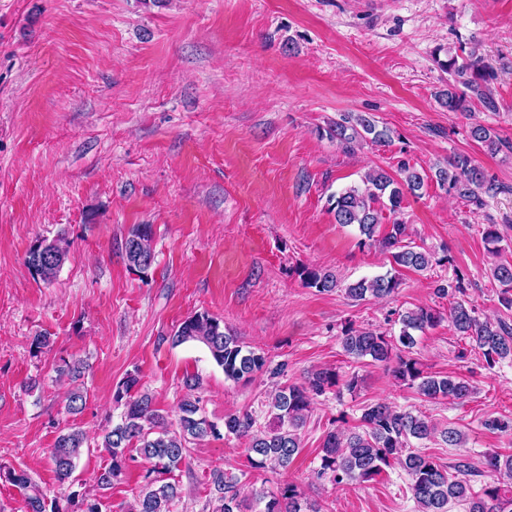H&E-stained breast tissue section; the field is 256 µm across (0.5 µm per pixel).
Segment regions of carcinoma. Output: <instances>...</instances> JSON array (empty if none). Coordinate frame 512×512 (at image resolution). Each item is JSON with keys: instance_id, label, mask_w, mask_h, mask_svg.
<instances>
[{"instance_id": "1", "label": "carcinoma", "mask_w": 512, "mask_h": 512, "mask_svg": "<svg viewBox=\"0 0 512 512\" xmlns=\"http://www.w3.org/2000/svg\"><path fill=\"white\" fill-rule=\"evenodd\" d=\"M441 67L462 79L465 91L458 92L452 85L440 91L441 105L450 112L471 111L468 95H473L488 108L493 102L483 89V83L494 76V68L476 50L465 56L450 55ZM330 138L345 147L367 139L382 143L387 131L377 129L374 120L365 115L344 117L331 126ZM469 136L495 152L502 140L492 127L475 122L469 127ZM401 180L396 181L384 170L367 173L360 185H351L331 197L330 210L336 223L357 226L362 242L374 240L376 228L382 223L383 210L394 216L392 230L381 241L389 252L393 268L425 271L432 266L430 251L404 241L407 226L395 215L399 213L404 192L412 193L424 188L428 175L403 165ZM439 187L472 204H482V195L496 192V185L484 170L467 155L458 154L448 160V165L435 171ZM130 269L148 275L155 262L154 234L151 225L138 224L128 233L123 244ZM70 252V241L64 235L53 240L36 239L26 255V264L34 276L50 282L65 263ZM302 282L320 292H330L337 287L334 271L325 267H304L300 272ZM491 277L502 287L500 301L512 308V262H500L491 271ZM400 287L396 275L386 273L373 278H362L345 288L348 297L363 300L366 297L383 299ZM435 293L448 298V320L462 336L482 351L487 363L512 357V325L490 322L477 315L474 305L464 299L465 288L461 278L436 286ZM441 317L432 309L418 308L401 318L402 328L398 338L387 336L369 328H348L341 336L343 351L359 361L366 358L374 363L395 361L394 377L415 388L428 400L448 398L462 400L472 388L468 381L453 376L440 377L424 372L418 362L402 356L416 345L414 332L437 325ZM172 346L188 342L203 345L214 363L222 368L224 377L234 382L249 381L256 374L268 372L283 377L287 363L269 367L264 355L247 348L224 321L206 311L188 316L169 337ZM86 362L82 359L65 360L56 367L59 377L70 381L83 378ZM336 371L330 368L316 370L302 384L279 385L268 396L266 406L272 423L264 429L256 427L255 412L245 410L224 418V430L249 440L247 455L254 470L279 467L283 470L293 461L301 448L300 430L305 426L315 397L337 386ZM186 396L178 407L176 424L171 425L155 407L154 397L143 390L137 374L129 373L119 381L112 392V401L123 407L119 421L104 430L98 447L104 449L109 463L97 471L93 489L82 493L51 492L37 484L24 469L0 468V480H5L23 491L25 512H65L60 505L64 499L76 507V512H105L109 509L105 491L121 480L131 464L141 460L147 464L142 475V485L125 512H177L182 499L180 486L164 479L179 469L186 460L189 444L207 437L220 435L216 423L204 414L200 397L195 391L201 387L196 373L183 377ZM84 391L73 388L67 395L65 409L71 415L85 408ZM361 429L349 433L331 430L323 441L318 475H327L336 485L368 481L379 475L383 468L393 463L403 468L410 478L409 490L417 503L418 512H448V506L459 504L466 512H512V495L499 486H486L478 492L471 490V466L461 462L456 475L448 471L433 457L409 446V439H428L437 430L426 416L401 410L385 402L370 403L362 407ZM442 440L450 448L462 445V434L454 428L441 431ZM87 443L86 433L77 427L60 433L49 457L59 486H65L73 474L76 461ZM487 472L512 476V454L488 452L483 456ZM214 494L209 500L212 512H244L258 507L257 512H320L304 498L291 483L280 486L278 493L258 494L253 503L240 499V477L220 468L210 473Z\"/></svg>"}]
</instances>
